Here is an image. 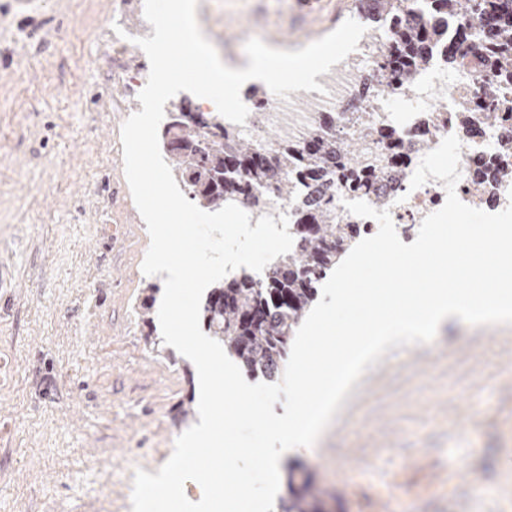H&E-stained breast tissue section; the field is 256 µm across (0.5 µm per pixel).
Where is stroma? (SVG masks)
Returning a JSON list of instances; mask_svg holds the SVG:
<instances>
[{
	"mask_svg": "<svg viewBox=\"0 0 512 512\" xmlns=\"http://www.w3.org/2000/svg\"><path fill=\"white\" fill-rule=\"evenodd\" d=\"M144 0H0V512H132L146 472L196 423L193 363L140 306L150 245L124 172L149 71ZM224 61L240 23L296 51L364 22L360 0H198ZM301 463L330 512H512V325L439 327L368 367Z\"/></svg>",
	"mask_w": 512,
	"mask_h": 512,
	"instance_id": "obj_1",
	"label": "stroma"
}]
</instances>
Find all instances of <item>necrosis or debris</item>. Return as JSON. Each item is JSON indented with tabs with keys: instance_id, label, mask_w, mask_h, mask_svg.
<instances>
[{
	"instance_id": "4bbe7bcc",
	"label": "necrosis or debris",
	"mask_w": 512,
	"mask_h": 512,
	"mask_svg": "<svg viewBox=\"0 0 512 512\" xmlns=\"http://www.w3.org/2000/svg\"><path fill=\"white\" fill-rule=\"evenodd\" d=\"M387 43L382 30L366 29L357 49L329 73L317 76V83L326 87V94L310 92L307 104L269 96L262 103H248L249 115L244 126L255 139H262L267 128H276L280 135L299 140L311 124L337 110L348 101L360 83L370 62L382 57ZM484 69L466 66L449 70L444 49L431 53L429 66L412 85L378 100L369 112L374 123L396 131L410 149L406 171L414 173L425 148H436L448 135H456L461 143V178L456 186L459 199L465 204L496 213L512 203V182L498 178L501 168H512V113L502 112L497 123H489L481 112L469 113L460 119L459 100L472 93L485 80ZM407 178L385 181L378 188L391 213L397 234L410 240L423 218L439 210L446 200L442 180L429 179L418 189H410Z\"/></svg>"
}]
</instances>
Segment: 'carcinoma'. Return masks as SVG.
Returning <instances> with one entry per match:
<instances>
[{
	"label": "carcinoma",
	"instance_id": "carcinoma-1",
	"mask_svg": "<svg viewBox=\"0 0 512 512\" xmlns=\"http://www.w3.org/2000/svg\"><path fill=\"white\" fill-rule=\"evenodd\" d=\"M373 21L384 28L388 52L369 71L357 92L362 105L416 80L433 46L448 40V66L465 61L494 64V78L479 95L458 104L460 117L474 109L494 120L502 111L501 84L512 83V0H373ZM158 131L174 178L201 209L238 203L261 210L277 197L289 204L292 250L270 262L260 277L232 274L209 292L203 325L225 352L252 375L282 377L288 349L317 299V285L363 236L358 224H341L336 188L369 190L387 178L398 180L407 165L402 143L376 127L363 109L321 119L300 142L275 141L272 151L224 125L217 112H195L186 101L172 105ZM381 154L389 169L362 175L364 155ZM325 496L313 476L295 483L277 512H326Z\"/></svg>",
	"mask_w": 512,
	"mask_h": 512
}]
</instances>
